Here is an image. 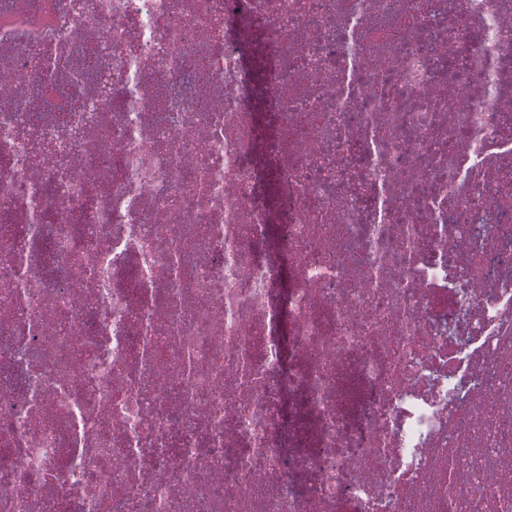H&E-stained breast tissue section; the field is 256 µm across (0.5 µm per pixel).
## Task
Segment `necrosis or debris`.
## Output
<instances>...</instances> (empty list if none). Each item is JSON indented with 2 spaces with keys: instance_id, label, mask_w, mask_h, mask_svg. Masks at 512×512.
Masks as SVG:
<instances>
[{
  "instance_id": "4bbe7bcc",
  "label": "necrosis or debris",
  "mask_w": 512,
  "mask_h": 512,
  "mask_svg": "<svg viewBox=\"0 0 512 512\" xmlns=\"http://www.w3.org/2000/svg\"><path fill=\"white\" fill-rule=\"evenodd\" d=\"M0 512H512V0H0Z\"/></svg>"
}]
</instances>
